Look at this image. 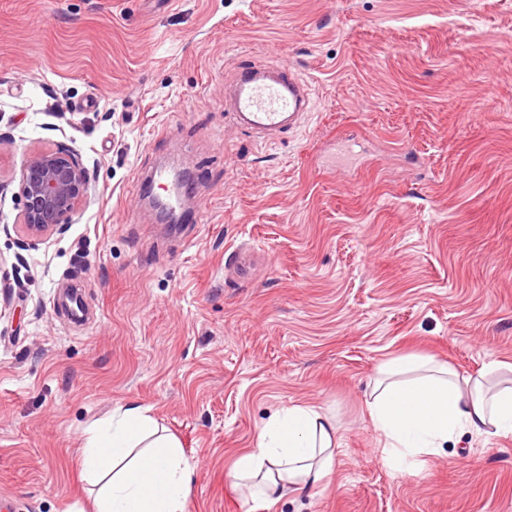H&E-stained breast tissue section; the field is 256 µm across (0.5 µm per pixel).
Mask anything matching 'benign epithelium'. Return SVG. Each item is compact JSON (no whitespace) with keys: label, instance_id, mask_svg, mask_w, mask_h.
Segmentation results:
<instances>
[{"label":"benign epithelium","instance_id":"1","mask_svg":"<svg viewBox=\"0 0 512 512\" xmlns=\"http://www.w3.org/2000/svg\"><path fill=\"white\" fill-rule=\"evenodd\" d=\"M82 159L66 149L31 153L22 164L17 194L22 201L25 233L43 241L79 211L92 189Z\"/></svg>","mask_w":512,"mask_h":512}]
</instances>
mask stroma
<instances>
[{
	"mask_svg": "<svg viewBox=\"0 0 512 512\" xmlns=\"http://www.w3.org/2000/svg\"><path fill=\"white\" fill-rule=\"evenodd\" d=\"M290 64L313 109L263 135L240 66ZM64 148L94 177L36 243L13 182ZM190 170L205 217L140 182ZM512 364V0H0V495L94 512L89 427L137 403L192 466L188 512H512V438L412 472L366 412L377 368ZM340 434L324 487L227 481L282 408Z\"/></svg>",
	"mask_w": 512,
	"mask_h": 512,
	"instance_id": "1",
	"label": "stroma"
}]
</instances>
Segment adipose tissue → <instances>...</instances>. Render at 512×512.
<instances>
[{
    "label": "adipose tissue",
    "mask_w": 512,
    "mask_h": 512,
    "mask_svg": "<svg viewBox=\"0 0 512 512\" xmlns=\"http://www.w3.org/2000/svg\"><path fill=\"white\" fill-rule=\"evenodd\" d=\"M502 368L497 362L464 378L429 357L382 363L366 409L384 460L417 467L465 432L512 437V384L498 381ZM338 446L331 415L291 405L271 417L229 476L251 498L273 501L325 484ZM79 464L98 487L95 512H186L190 465L147 408L118 407L108 422L89 428Z\"/></svg>",
    "instance_id": "obj_1"
}]
</instances>
